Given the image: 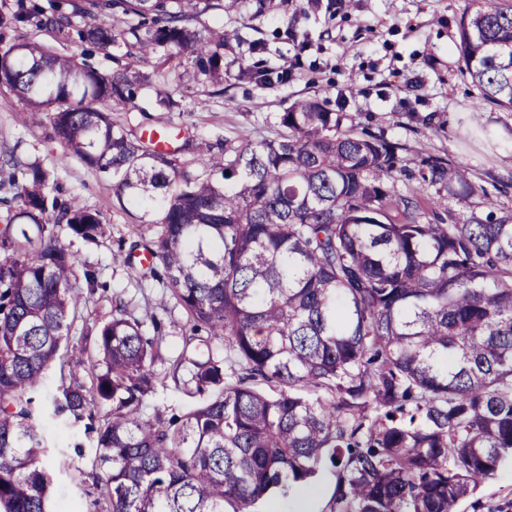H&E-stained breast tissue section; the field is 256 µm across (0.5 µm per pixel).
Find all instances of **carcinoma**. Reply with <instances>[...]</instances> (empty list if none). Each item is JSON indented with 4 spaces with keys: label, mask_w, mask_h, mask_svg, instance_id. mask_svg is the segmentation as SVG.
<instances>
[{
    "label": "carcinoma",
    "mask_w": 512,
    "mask_h": 512,
    "mask_svg": "<svg viewBox=\"0 0 512 512\" xmlns=\"http://www.w3.org/2000/svg\"><path fill=\"white\" fill-rule=\"evenodd\" d=\"M224 0H16L0 13V85L47 115L65 157L112 178L139 212L134 233L184 309L197 390L181 416L141 408L163 357L144 321L115 301L94 350L68 348L83 318L79 270L57 228L87 244L100 214L53 193L59 169L12 167L0 229V512H52L45 414L36 401L64 357L53 415L89 420L110 512H260L278 495L341 469L339 512H457L512 458V212L429 215L482 192L468 168L417 154L302 98L278 113L276 137L225 142L222 163L180 162L149 135L135 141L115 112L136 87L180 78L224 92L229 34L192 27ZM86 21L78 29L74 18ZM110 17L124 20L115 28ZM45 30L81 55L29 41ZM125 49L108 75L79 60ZM462 73L484 100L512 108V5L472 0L459 25ZM156 59L152 71L137 66ZM238 79L286 84L255 62ZM404 178L407 191L396 189ZM224 342V357L212 341ZM230 363L234 381H226Z\"/></svg>",
    "instance_id": "carcinoma-1"
}]
</instances>
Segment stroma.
Wrapping results in <instances>:
<instances>
[{
  "label": "stroma",
  "instance_id": "35a3bbf8",
  "mask_svg": "<svg viewBox=\"0 0 512 512\" xmlns=\"http://www.w3.org/2000/svg\"><path fill=\"white\" fill-rule=\"evenodd\" d=\"M265 2V11L257 14L252 0H224L223 10L200 16L195 26L237 31L238 50L249 63L257 58L250 52L256 42L265 46L259 58L266 66L298 60L288 84L261 87L229 77L218 95L207 84L186 88L172 82L163 90L179 100L174 112L156 111L154 89H144L137 109L127 115L129 136L165 126L172 138H193L188 159L205 156L217 163L223 158L221 139L274 137L278 112L317 95L327 99L331 111L351 116L357 127L405 145V158L421 150L465 163L483 192L469 204L449 200L439 208L440 217L512 211V110L480 102L478 90L460 72L458 28L470 0H320L314 9L305 8L303 0ZM7 149L25 162L64 163V191L102 213V242L87 245L69 238L65 244L98 274L99 286L84 310L88 321L111 319L112 302L119 297L143 319L145 335L161 333L166 361L155 366L158 379L144 400L143 417L158 411L180 415L198 405L204 396L188 371L175 378L169 373L189 333L185 311L152 276L117 257L119 246L134 242L137 218L118 206L111 179L64 159L45 115L25 113L23 103L0 86V152ZM44 435L46 462L55 476L54 512H109L96 488L104 474L94 465L84 423L51 419ZM458 512H512V459Z\"/></svg>",
  "mask_w": 512,
  "mask_h": 512
}]
</instances>
